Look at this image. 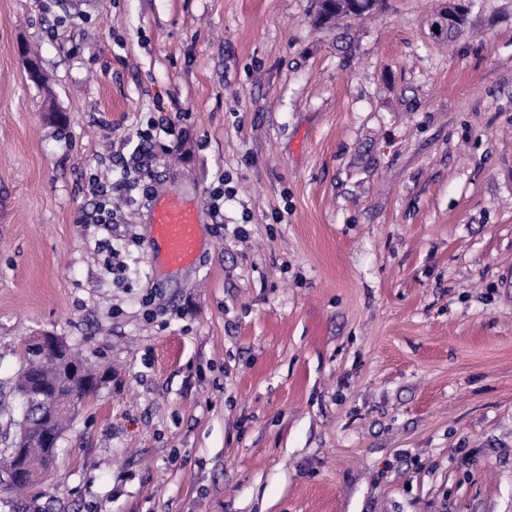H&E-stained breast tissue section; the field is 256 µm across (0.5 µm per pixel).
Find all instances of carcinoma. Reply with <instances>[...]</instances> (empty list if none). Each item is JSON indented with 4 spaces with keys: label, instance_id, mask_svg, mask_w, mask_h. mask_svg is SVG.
I'll use <instances>...</instances> for the list:
<instances>
[{
    "label": "carcinoma",
    "instance_id": "cac0c4a2",
    "mask_svg": "<svg viewBox=\"0 0 512 512\" xmlns=\"http://www.w3.org/2000/svg\"><path fill=\"white\" fill-rule=\"evenodd\" d=\"M368 11L358 0H320V14L330 18ZM23 358L24 365L11 384L15 398L22 403L30 398V391L41 388L53 403L10 416L17 431L0 448V512H44L41 487L55 465L56 449L46 446L43 432L60 437L96 381L92 371L66 348L34 350L27 345ZM17 438L22 439L20 448L14 447Z\"/></svg>",
    "mask_w": 512,
    "mask_h": 512
}]
</instances>
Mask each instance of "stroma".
Listing matches in <instances>:
<instances>
[{"label": "stroma", "instance_id": "35a3bbf8", "mask_svg": "<svg viewBox=\"0 0 512 512\" xmlns=\"http://www.w3.org/2000/svg\"><path fill=\"white\" fill-rule=\"evenodd\" d=\"M315 12L0 0V381L42 334L99 379L54 512H512V0ZM149 247L168 267L191 265L199 251V211L176 197H159L150 207Z\"/></svg>", "mask_w": 512, "mask_h": 512}]
</instances>
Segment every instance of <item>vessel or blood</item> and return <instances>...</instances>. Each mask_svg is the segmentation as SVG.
<instances>
[{"instance_id": "b4317fda", "label": "vessel or blood", "mask_w": 512, "mask_h": 512, "mask_svg": "<svg viewBox=\"0 0 512 512\" xmlns=\"http://www.w3.org/2000/svg\"><path fill=\"white\" fill-rule=\"evenodd\" d=\"M149 247L170 267L192 264L199 251V211L175 197L157 198L150 208Z\"/></svg>"}]
</instances>
